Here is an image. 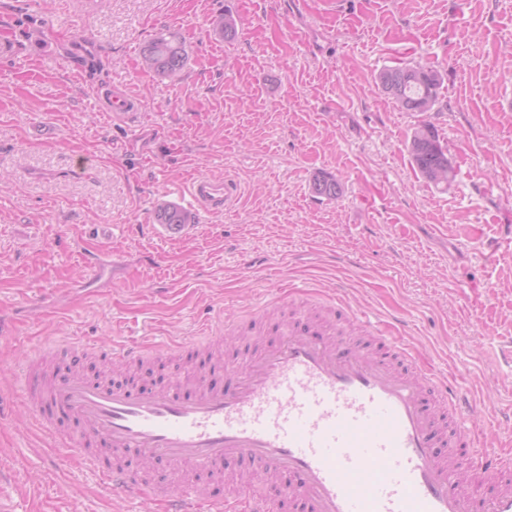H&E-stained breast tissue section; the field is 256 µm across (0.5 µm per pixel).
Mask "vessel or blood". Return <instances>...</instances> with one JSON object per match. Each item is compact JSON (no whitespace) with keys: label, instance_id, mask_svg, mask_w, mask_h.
<instances>
[{"label":"vessel or blood","instance_id":"b4317fda","mask_svg":"<svg viewBox=\"0 0 512 512\" xmlns=\"http://www.w3.org/2000/svg\"><path fill=\"white\" fill-rule=\"evenodd\" d=\"M108 111L137 103L105 93ZM237 196L228 179L200 177L193 205L214 213ZM203 339L171 346H62V366L24 365L36 421L81 457L111 492L161 503L162 512H512V450L479 448L461 418L466 394L422 366L414 347L381 330L368 342L305 321L247 355L242 369L210 363L207 373L166 385L154 377L175 355L193 368ZM139 373L137 383L87 377L88 354ZM233 460L267 475L262 492L235 484L204 491ZM177 468L145 474L143 463Z\"/></svg>","mask_w":512,"mask_h":512}]
</instances>
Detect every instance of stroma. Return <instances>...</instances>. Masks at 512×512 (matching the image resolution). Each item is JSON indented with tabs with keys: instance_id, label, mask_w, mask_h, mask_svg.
I'll return each instance as SVG.
<instances>
[{
	"instance_id": "stroma-1",
	"label": "stroma",
	"mask_w": 512,
	"mask_h": 512,
	"mask_svg": "<svg viewBox=\"0 0 512 512\" xmlns=\"http://www.w3.org/2000/svg\"><path fill=\"white\" fill-rule=\"evenodd\" d=\"M232 14L227 42L209 20ZM188 63L159 79L140 49L163 29ZM0 504L10 512H155L109 493L32 419L20 368L69 340L181 341L212 325L227 361L327 308L400 327L468 391L467 425L512 438V0H0ZM420 61L441 103L399 111L378 72ZM109 85L139 108L117 121ZM431 123L456 177L407 150ZM340 199L315 196L316 172ZM229 178L224 211L174 233L194 177ZM494 182L496 193L481 194ZM112 227L101 241L99 225ZM107 248L112 272L94 277ZM311 189L315 195L327 200H337L343 194L342 183L335 176L324 172L313 176ZM155 218L158 224L166 225L176 231L185 224H191L192 220L191 215L179 205L165 201L157 204Z\"/></svg>"
}]
</instances>
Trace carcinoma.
I'll return each instance as SVG.
<instances>
[{
	"instance_id": "obj_1",
	"label": "carcinoma",
	"mask_w": 512,
	"mask_h": 512,
	"mask_svg": "<svg viewBox=\"0 0 512 512\" xmlns=\"http://www.w3.org/2000/svg\"><path fill=\"white\" fill-rule=\"evenodd\" d=\"M212 33L232 40L237 34L235 19L229 13H220L209 21ZM188 58L182 36L166 30L148 40L141 50V66L162 79H173L184 68ZM441 74L425 65L398 63L383 68L376 77L377 88L404 112H430L440 103ZM407 149L420 175L436 187H445L448 181L437 182L433 171L446 159V149L436 129L428 124L417 125L407 142ZM312 192L327 200H337L343 194L342 183L333 175L318 172L313 176ZM157 223L179 230L191 223V215L179 205L160 202L155 209Z\"/></svg>"
}]
</instances>
